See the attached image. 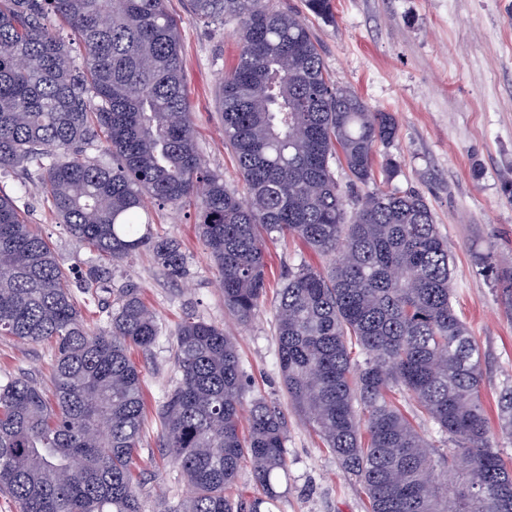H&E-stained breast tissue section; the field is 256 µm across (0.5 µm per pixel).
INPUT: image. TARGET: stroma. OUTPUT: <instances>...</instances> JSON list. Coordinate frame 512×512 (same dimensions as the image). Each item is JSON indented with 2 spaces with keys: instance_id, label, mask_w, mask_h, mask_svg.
<instances>
[{
  "instance_id": "1",
  "label": "stroma",
  "mask_w": 512,
  "mask_h": 512,
  "mask_svg": "<svg viewBox=\"0 0 512 512\" xmlns=\"http://www.w3.org/2000/svg\"><path fill=\"white\" fill-rule=\"evenodd\" d=\"M308 25L321 45L324 66L340 86L354 90L372 109L398 123L386 154L399 168L387 186L423 195L454 258L455 307L482 353L485 403L512 386V318L493 280L480 274L475 251L494 246L512 265V0H333V18L312 14L304 0H277ZM182 17L181 43L188 100L199 151L228 187L244 192L224 128L217 93L238 54L235 22L204 23L188 14L187 0H168ZM26 176L0 173V188L18 198L28 223L53 247L65 271L81 275L94 255L76 241L37 194H24ZM159 232L176 237L186 255L187 278L170 279L150 253L116 268L112 284L136 286L156 313L161 334L150 352H133L144 378L147 417L137 474L144 512H160L190 492L160 446L157 415L178 375L176 329L186 310L224 326L237 341L251 395L276 402L287 423L288 486L273 512H366V498L344 477L335 457L304 425L281 390L274 332V300L290 267L307 261L326 267L325 257L301 241L268 242L267 294L247 325L224 307L219 276L197 233L194 207L151 206ZM48 344H23L0 336V374L48 382Z\"/></svg>"
}]
</instances>
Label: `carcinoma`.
<instances>
[{"mask_svg":"<svg viewBox=\"0 0 512 512\" xmlns=\"http://www.w3.org/2000/svg\"><path fill=\"white\" fill-rule=\"evenodd\" d=\"M326 20L332 0H307ZM194 18L235 20L239 53L217 97L224 142L247 197L210 171L187 101L181 19L167 0H0V171L21 168L70 235L98 256L73 282L49 242L0 189V336L53 347L42 384L0 377V493L18 512H143L134 476L146 401L130 351L149 352L156 314L125 286L101 289L112 266L148 251L187 275L180 242L153 231L146 201L197 200L200 234L224 307L251 321L266 294L265 239L293 237L331 258L288 271L275 305L284 394L369 512H512V387L484 406L481 357L453 307L448 242L427 200L390 191L378 146L396 138L327 73L298 15L271 0H188ZM82 49V63L72 43ZM101 144L112 162L88 155ZM343 161L349 183L332 170ZM475 263L502 286L512 267L484 250ZM97 304L83 323L73 288ZM179 379L160 409L161 447L192 494L164 512H262L288 476L286 421L246 400L235 338L186 314ZM431 424L440 444L420 422ZM248 467L253 498L227 495Z\"/></svg>","mask_w":512,"mask_h":512,"instance_id":"cac0c4a2","label":"carcinoma"}]
</instances>
